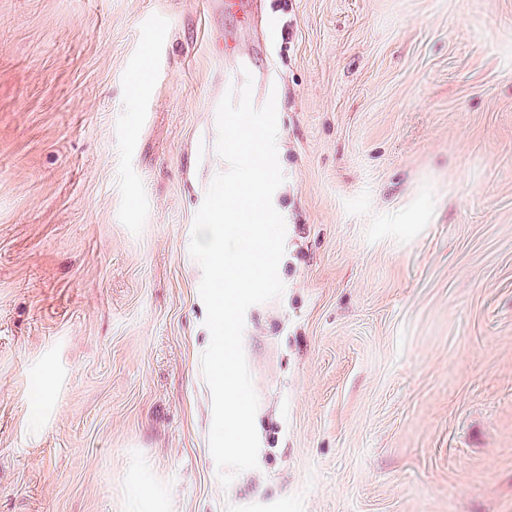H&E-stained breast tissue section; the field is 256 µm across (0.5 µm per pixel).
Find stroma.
<instances>
[{
	"instance_id": "1",
	"label": "stroma",
	"mask_w": 512,
	"mask_h": 512,
	"mask_svg": "<svg viewBox=\"0 0 512 512\" xmlns=\"http://www.w3.org/2000/svg\"><path fill=\"white\" fill-rule=\"evenodd\" d=\"M264 12L0 0V512H512V0ZM228 35L276 81L286 237L225 487L189 247Z\"/></svg>"
}]
</instances>
